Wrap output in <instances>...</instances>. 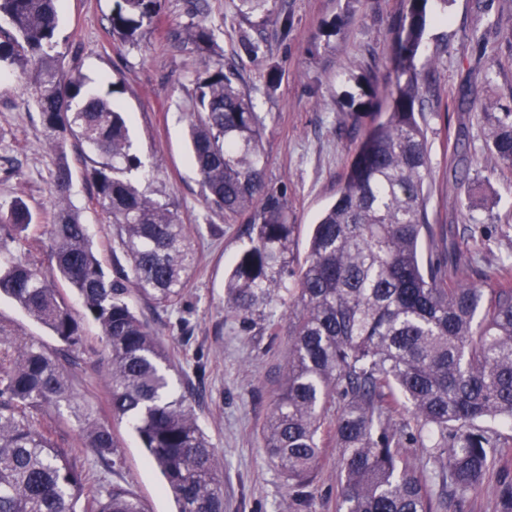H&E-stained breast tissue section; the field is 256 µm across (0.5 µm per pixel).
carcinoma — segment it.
<instances>
[{
  "instance_id": "1",
  "label": "carcinoma",
  "mask_w": 512,
  "mask_h": 512,
  "mask_svg": "<svg viewBox=\"0 0 512 512\" xmlns=\"http://www.w3.org/2000/svg\"><path fill=\"white\" fill-rule=\"evenodd\" d=\"M429 0H409L395 32L393 88L363 77L350 99L353 126L388 98L336 202L315 225L305 263L295 264V225L285 196L266 189L264 124L237 86L235 62L205 67L188 113V137L205 200L224 217L249 214L250 247L225 281L227 307L249 320L288 296V365L263 430L264 448L302 503L319 465L321 437L336 410L341 457L338 512H438L446 496L480 485L502 449L495 425L512 424V269L486 288L461 246L444 265H424L432 235L425 184L430 157L418 121L430 93L417 69ZM161 0H115L112 34L134 39L155 23ZM15 34L0 40V63L36 71L35 103L50 143L69 133L95 153L87 177L117 230L128 268L109 276L88 229L66 208L72 172L60 160L57 213L44 233L55 265H0V295L13 299L61 342L55 352L23 336H0V512H147L120 483L88 497L90 455L103 469L121 463L111 428L78 401L65 365L83 351L80 326L54 288L64 280L95 321L108 350L104 376L112 415L125 419L156 465L177 512H224L216 449L184 395H174L164 345L128 302L131 292L162 307L181 300L195 252L174 205L140 190L129 174L143 167L127 118L113 101L69 76L50 54L58 0H0ZM185 41L201 55L214 46L196 25ZM488 152L512 183V109L484 112ZM32 215L21 200L0 205V246L28 238ZM66 403L83 438L75 448L39 423L43 409ZM408 418L394 422L398 407ZM423 445L431 470L412 462Z\"/></svg>"
}]
</instances>
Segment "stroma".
<instances>
[{"mask_svg":"<svg viewBox=\"0 0 512 512\" xmlns=\"http://www.w3.org/2000/svg\"><path fill=\"white\" fill-rule=\"evenodd\" d=\"M114 0H60L58 50L70 75L113 94L129 115L135 152L145 164L133 181L152 197L173 202L189 224L196 255L181 301L172 308L130 296L133 308L163 342L198 422L222 463L224 512H288L293 491L269 459L262 427L277 396L288 356V308L277 305L266 320L244 323L224 309V278L250 245L246 218L225 222L201 196L185 133L196 79L204 66L234 59L238 85L253 100L266 127L263 141L268 189L284 193L295 225L294 252L305 259L314 224L337 198L355 150L374 119L352 127L345 102L359 96L357 77L392 69L393 38L407 0H269L268 15L244 16L240 0H163L151 27L135 40L113 37ZM422 52L416 64L428 71L432 101L421 121L427 131L431 172L426 181L433 238L423 257L446 263L454 244L467 242L476 269L512 267V184L504 181L485 147L480 109H466L459 92L492 71L482 107H512V0H432ZM289 16L282 30L278 19ZM345 22L335 36L323 34L335 17ZM203 25L215 45L199 57L180 40ZM259 38L258 58L238 54L242 33ZM278 68L276 87L268 71ZM465 162H456V154ZM66 160L73 174L68 205L87 224L106 273L126 265L115 230L95 199L86 175V149L65 135L62 149L47 141L35 106V84L13 65L0 63V203L23 200L37 224L54 220V173ZM73 314L87 339L69 373L80 402L111 424L122 462L108 478L129 485L149 512H174L164 479L151 465L126 422L113 420L101 382L107 351L98 326L83 316L75 294ZM0 332L24 335L47 350L60 342L7 297H0ZM503 468L461 497L462 512H498V485L512 480V429L499 430ZM316 477L303 512H336L340 454L332 435L321 442Z\"/></svg>","mask_w":512,"mask_h":512,"instance_id":"35a3bbf8","label":"stroma"}]
</instances>
